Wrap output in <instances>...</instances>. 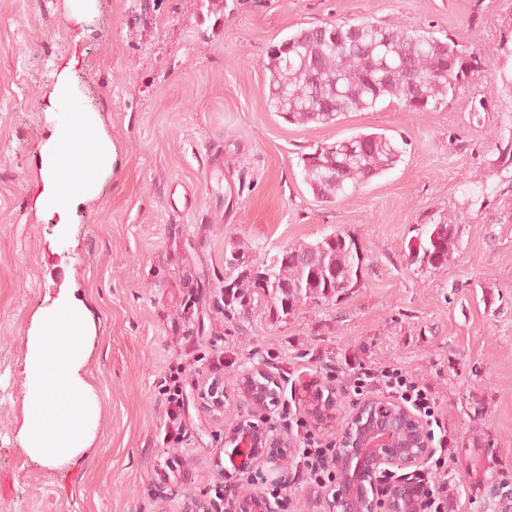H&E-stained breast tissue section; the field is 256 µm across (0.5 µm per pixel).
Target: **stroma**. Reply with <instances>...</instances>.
<instances>
[{
    "label": "stroma",
    "mask_w": 512,
    "mask_h": 512,
    "mask_svg": "<svg viewBox=\"0 0 512 512\" xmlns=\"http://www.w3.org/2000/svg\"><path fill=\"white\" fill-rule=\"evenodd\" d=\"M68 0H0V512H182L172 486L211 499L224 422L196 405L203 379L270 359L280 383L271 422L335 441L308 397L327 383L343 410L379 393L360 372L387 367L438 394L434 452L454 487L444 512H481L490 479L512 477V94L494 52L512 36V0H95L82 23ZM369 20L450 37L481 60L431 112L394 103L332 125L270 112L268 47L303 27ZM76 60L78 109L97 112L114 147L100 193L62 245L37 214L39 152L59 65ZM358 132L403 143L392 169L324 203L301 157ZM194 200L172 210L169 193ZM448 214L461 243L447 266L407 258L426 216ZM339 231L364 264L357 288L283 320L259 306L224 316V254H264ZM96 320L85 376L100 403L96 437L69 473L33 464L18 433L32 319L64 280ZM181 439L166 434L169 399Z\"/></svg>",
    "instance_id": "obj_1"
}]
</instances>
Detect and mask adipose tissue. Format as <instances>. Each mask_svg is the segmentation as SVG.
I'll list each match as a JSON object with an SVG mask.
<instances>
[{"mask_svg":"<svg viewBox=\"0 0 512 512\" xmlns=\"http://www.w3.org/2000/svg\"><path fill=\"white\" fill-rule=\"evenodd\" d=\"M72 86V65L66 62L58 69L49 103L67 114L49 127L35 197L38 214L54 221L63 236L75 223L79 205L97 195L99 172L114 155L111 142L99 133L97 113L72 111ZM95 332L94 316L67 285L32 320L19 436L27 455L45 466H77L95 439L100 407L85 378Z\"/></svg>","mask_w":512,"mask_h":512,"instance_id":"adipose-tissue-1","label":"adipose tissue"}]
</instances>
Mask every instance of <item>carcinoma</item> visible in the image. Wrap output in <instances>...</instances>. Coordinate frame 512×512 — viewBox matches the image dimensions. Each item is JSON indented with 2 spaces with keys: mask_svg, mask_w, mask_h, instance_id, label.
<instances>
[{
  "mask_svg": "<svg viewBox=\"0 0 512 512\" xmlns=\"http://www.w3.org/2000/svg\"><path fill=\"white\" fill-rule=\"evenodd\" d=\"M479 59L455 40L407 26L371 21L301 28L270 46L268 107L290 123L334 124L351 112L389 100L408 112H432L479 71ZM401 150L384 133L359 132L302 156L312 193L330 203L393 168ZM460 224L429 216L408 246L411 263L439 269L460 246ZM256 266L270 274L265 287L235 254L224 256V281L236 285L224 316L248 315L262 303L288 316L319 299L330 301L359 282L356 240L340 232L292 244Z\"/></svg>",
  "mask_w": 512,
  "mask_h": 512,
  "instance_id": "carcinoma-1",
  "label": "carcinoma"
}]
</instances>
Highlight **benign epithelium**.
<instances>
[{
	"label": "benign epithelium",
	"instance_id": "obj_1",
	"mask_svg": "<svg viewBox=\"0 0 512 512\" xmlns=\"http://www.w3.org/2000/svg\"><path fill=\"white\" fill-rule=\"evenodd\" d=\"M324 404V414L341 418L333 460L335 480L325 488L304 493L303 512H420L418 479L425 475L432 441L425 421L404 402L383 394L364 397L342 413L336 387ZM197 399L208 416L224 420L227 405L236 419L224 425V455L213 460V476L237 489L226 512H278L267 495L253 487L261 481L286 486L298 444L270 423L278 402V380L268 360L258 359L242 372L232 392L224 380L202 381ZM171 494L184 498L183 512H216L204 499L175 486ZM488 512H512V479L488 484Z\"/></svg>",
	"mask_w": 512,
	"mask_h": 512
}]
</instances>
